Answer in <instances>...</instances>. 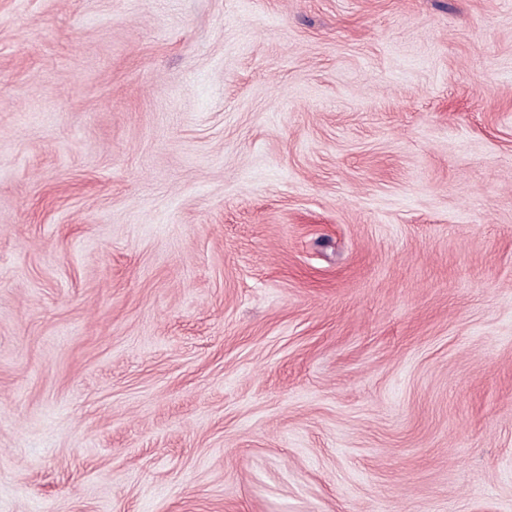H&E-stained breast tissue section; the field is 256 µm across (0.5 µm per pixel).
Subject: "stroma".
<instances>
[{
  "mask_svg": "<svg viewBox=\"0 0 512 512\" xmlns=\"http://www.w3.org/2000/svg\"><path fill=\"white\" fill-rule=\"evenodd\" d=\"M0 512H512V0H0Z\"/></svg>",
  "mask_w": 512,
  "mask_h": 512,
  "instance_id": "35a3bbf8",
  "label": "stroma"
}]
</instances>
